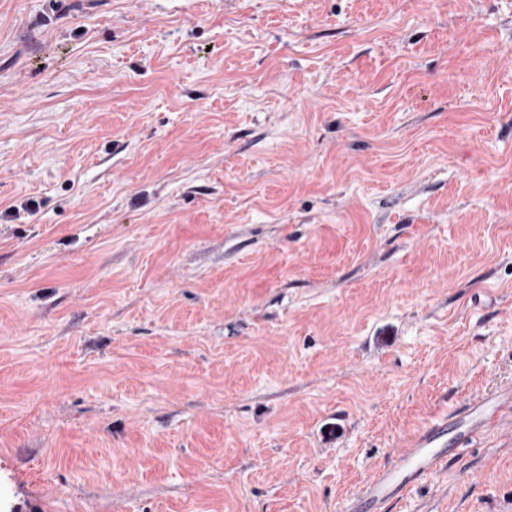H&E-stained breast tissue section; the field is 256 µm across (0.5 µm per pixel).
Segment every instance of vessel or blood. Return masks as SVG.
I'll return each instance as SVG.
<instances>
[{
	"mask_svg": "<svg viewBox=\"0 0 512 512\" xmlns=\"http://www.w3.org/2000/svg\"><path fill=\"white\" fill-rule=\"evenodd\" d=\"M512 406V388L494 397L470 399L456 411L436 418L411 436L395 454L393 466L374 475L345 512L366 504L370 512H386L387 505L409 485L433 475L445 459L439 448L448 428H455L458 444L475 440L496 420L504 406Z\"/></svg>",
	"mask_w": 512,
	"mask_h": 512,
	"instance_id": "vessel-or-blood-1",
	"label": "vessel or blood"
}]
</instances>
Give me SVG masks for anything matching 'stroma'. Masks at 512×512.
I'll use <instances>...</instances> for the list:
<instances>
[{"mask_svg":"<svg viewBox=\"0 0 512 512\" xmlns=\"http://www.w3.org/2000/svg\"><path fill=\"white\" fill-rule=\"evenodd\" d=\"M512 385V0H0V512H341ZM387 512H512V416Z\"/></svg>","mask_w":512,"mask_h":512,"instance_id":"stroma-1","label":"stroma"}]
</instances>
